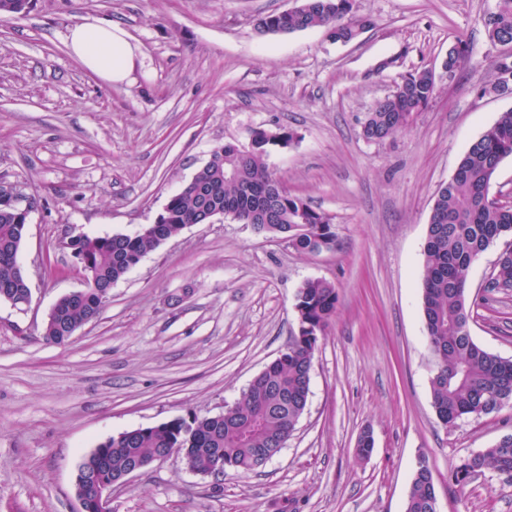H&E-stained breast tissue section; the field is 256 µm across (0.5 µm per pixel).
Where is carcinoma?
Returning a JSON list of instances; mask_svg holds the SVG:
<instances>
[{"mask_svg":"<svg viewBox=\"0 0 512 512\" xmlns=\"http://www.w3.org/2000/svg\"><path fill=\"white\" fill-rule=\"evenodd\" d=\"M31 0H0V14H23ZM302 10L288 16V33L313 28L350 33L357 20L355 0H302ZM494 45L512 44V0H497L493 11L481 19ZM257 28L279 33L280 14L261 16ZM512 72V54L498 56L484 93L497 85L503 71ZM436 88L427 71L401 77L392 94L378 100L367 113L361 136L379 142L405 128L413 114L427 108ZM254 146L243 149L226 143L216 148L209 164L161 212V223L148 224L134 235H81L72 250L83 267L86 286L78 295L56 302L57 313L44 324L43 337L53 344L67 342L75 331L102 310L96 291L110 288L148 253L178 235L188 224L207 221L210 213L232 205L237 220L279 238L307 255L331 250L336 234L327 214L308 201L275 192L277 178L270 171V142H292L294 132L255 129ZM512 157V110L504 112L463 154L447 184L437 194L431 210L424 249L422 301L429 343L436 358L431 378L433 406L440 422L455 425L478 414H489L512 404V359L491 353L477 344L469 327L466 282L472 263L491 245L503 240L505 249L495 266L494 284L512 287V206L489 202L491 181L500 163ZM25 218L0 202V300L21 302L31 296L26 277L17 267L24 237ZM338 293L333 284L311 279L299 288L294 308L301 335L293 337L288 353L266 366L261 376L242 393L227 413L217 416L176 418L112 436L99 444L102 455L89 454L80 466L89 478L104 468L114 478L137 463H150L166 448L182 449L187 468L205 475L215 470L216 458L224 470L246 475L261 466L259 454L276 455L288 441L303 415L310 393V374L318 336L336 314ZM491 467L512 479V434L495 445L468 456L452 472L464 486L484 468ZM404 512H438L434 483L423 472L413 474Z\"/></svg>","mask_w":512,"mask_h":512,"instance_id":"1","label":"carcinoma"}]
</instances>
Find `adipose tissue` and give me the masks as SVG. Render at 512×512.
Returning a JSON list of instances; mask_svg holds the SVG:
<instances>
[{
	"label": "adipose tissue",
	"instance_id": "adipose-tissue-1",
	"mask_svg": "<svg viewBox=\"0 0 512 512\" xmlns=\"http://www.w3.org/2000/svg\"><path fill=\"white\" fill-rule=\"evenodd\" d=\"M67 45L79 63L101 80L114 85L131 83L137 50L119 24L84 21L70 29Z\"/></svg>",
	"mask_w": 512,
	"mask_h": 512
}]
</instances>
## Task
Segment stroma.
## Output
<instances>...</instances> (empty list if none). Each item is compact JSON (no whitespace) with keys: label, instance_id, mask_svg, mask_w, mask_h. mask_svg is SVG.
Returning a JSON list of instances; mask_svg holds the SVG:
<instances>
[{"label":"stroma","instance_id":"obj_1","mask_svg":"<svg viewBox=\"0 0 512 512\" xmlns=\"http://www.w3.org/2000/svg\"><path fill=\"white\" fill-rule=\"evenodd\" d=\"M300 0H32L0 16V185L35 197L18 258L31 302L0 301V512H77L79 467L113 435L234 406L298 331L305 281L335 285L307 408L253 473L203 476L179 455L112 490L113 512H404L427 459L439 512H512V480L461 460L512 434V405L442 425L421 271L438 189L466 148L512 109L479 96L502 53L481 24L496 0H355L372 27L259 33L261 15ZM88 18L120 23L137 49L132 83L86 71L66 43ZM468 56L409 126L361 136L401 76ZM296 135L268 159L290 193L331 218L334 249L308 256L229 218L187 225L113 284L100 314L57 345L42 336L83 289L67 241L154 223L212 150L254 129ZM501 244L471 267L469 329L512 358V288L490 281ZM370 431L374 449L358 459Z\"/></svg>","mask_w":512,"mask_h":512}]
</instances>
